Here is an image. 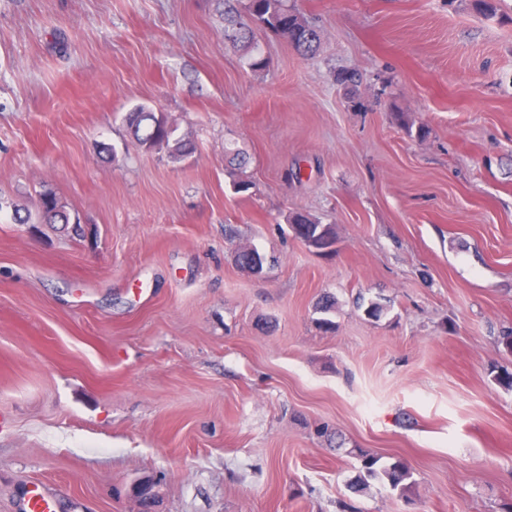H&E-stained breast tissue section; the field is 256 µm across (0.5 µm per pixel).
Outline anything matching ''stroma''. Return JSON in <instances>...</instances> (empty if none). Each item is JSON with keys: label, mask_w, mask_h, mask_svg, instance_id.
<instances>
[{"label": "stroma", "mask_w": 512, "mask_h": 512, "mask_svg": "<svg viewBox=\"0 0 512 512\" xmlns=\"http://www.w3.org/2000/svg\"><path fill=\"white\" fill-rule=\"evenodd\" d=\"M291 2L318 54L257 29L253 70L224 0H0V512L34 482L60 512H137L147 485L156 512L512 502V0ZM138 107L194 152L138 146ZM352 446L410 495L349 490ZM288 222L291 224L295 236L301 240L309 235L313 236L323 229V235L332 242H335L336 237L333 227L329 224H320L319 221L307 214L296 212L289 216Z\"/></svg>", "instance_id": "obj_1"}]
</instances>
